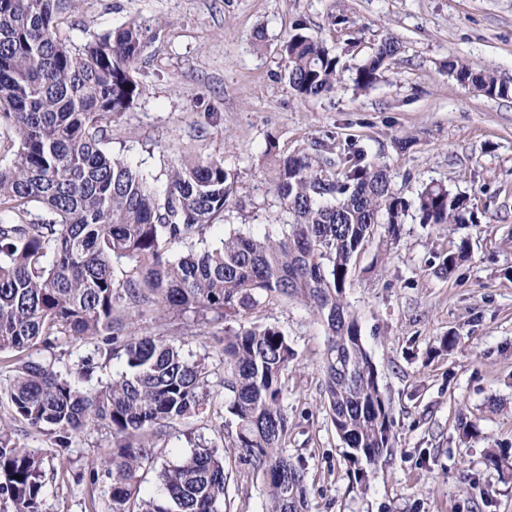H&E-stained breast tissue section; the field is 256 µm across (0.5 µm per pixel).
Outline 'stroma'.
Returning a JSON list of instances; mask_svg holds the SVG:
<instances>
[{"instance_id":"35a3bbf8","label":"stroma","mask_w":512,"mask_h":512,"mask_svg":"<svg viewBox=\"0 0 512 512\" xmlns=\"http://www.w3.org/2000/svg\"><path fill=\"white\" fill-rule=\"evenodd\" d=\"M345 17L334 25L335 17ZM149 29L137 63L143 93L112 123L114 154L142 172L163 174L184 158L216 156L236 175L234 206L208 229V244L234 230L272 223L279 208L263 159L268 135L283 150L333 134L387 167L408 200L426 184L448 185L477 216L465 224L397 230L376 225L353 261L345 290L393 414L394 450L377 466L350 463L326 411L325 332L296 300H274L252 322L278 326L297 358L286 373V453L305 472L308 512H512V467L488 451L512 454V98H488L448 75V60L512 79V0H74L58 15L67 44L129 21ZM321 36L354 68L386 34L401 52L372 88L351 80L317 101L297 97L283 76L281 42L296 23ZM466 244L468 257L441 274L439 254ZM137 330L181 340L212 374L203 413L164 428L141 490L162 495L161 471L195 444L223 448L235 512H266L264 482L224 445L221 337L189 315H140ZM456 336L454 346L446 339ZM26 358L67 370L82 387L120 369L93 344L34 346ZM92 358L90 378L80 361ZM14 363L0 354V419L43 460L45 512H107L111 481L90 469L112 445L99 425L59 447L51 431L12 418ZM474 423L463 432L461 425Z\"/></svg>"}]
</instances>
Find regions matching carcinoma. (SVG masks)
I'll return each mask as SVG.
<instances>
[{
    "label": "carcinoma",
    "instance_id": "carcinoma-1",
    "mask_svg": "<svg viewBox=\"0 0 512 512\" xmlns=\"http://www.w3.org/2000/svg\"><path fill=\"white\" fill-rule=\"evenodd\" d=\"M59 0H0V126L12 157L0 164V352L20 353L61 338L90 341L124 370L82 389L69 374L17 358L12 413L57 434L66 448L105 424L113 443L102 470L112 481L108 512H232L224 455L206 445L163 471L164 498L140 495L138 473L163 429L200 414L209 366L189 360L171 339L141 336L134 317L147 308L191 312L224 333V447L263 477L267 512H305L303 469L285 454L289 421L285 372L295 358L276 326L250 315L275 299H295L325 327L323 369L331 422L354 463L377 465L392 451L389 403L380 390L355 315L344 301L351 261L381 222L402 224L410 204L387 169L366 162L333 135L291 153L267 140L270 185L280 207L258 234L235 231L207 244L205 234L232 205L236 173L224 160L196 157L149 178L112 154V121L142 95L134 78L145 23L132 21L69 49L58 35ZM400 51L391 34L352 72L365 91ZM295 94L332 93L343 67L322 39L296 24L282 42ZM448 74L490 98L512 96V81L461 59ZM466 196L444 184L417 194L421 224H463ZM187 248L174 257L173 246ZM465 248L442 256L453 273ZM42 459L18 446L0 420V512H42Z\"/></svg>",
    "mask_w": 512,
    "mask_h": 512
}]
</instances>
